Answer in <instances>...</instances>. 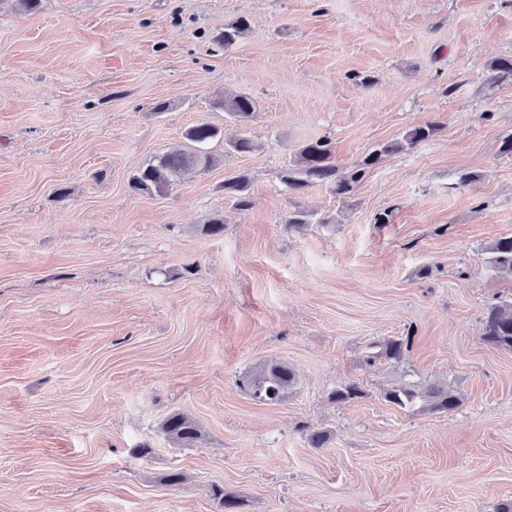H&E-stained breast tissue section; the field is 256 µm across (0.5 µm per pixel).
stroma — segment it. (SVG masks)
I'll return each instance as SVG.
<instances>
[{"label":"stroma","instance_id":"stroma-1","mask_svg":"<svg viewBox=\"0 0 512 512\" xmlns=\"http://www.w3.org/2000/svg\"><path fill=\"white\" fill-rule=\"evenodd\" d=\"M240 16L247 35L213 44ZM509 56L512 0H0V512H220L217 487L242 512L512 502V352L481 339L512 299L487 268L512 235V83L485 65ZM239 93L259 147L228 154L241 128L214 102ZM200 122L213 167L130 189ZM428 122L350 204L278 180L304 142L329 137L345 173ZM239 173L244 211L221 189ZM297 207L325 223L288 229ZM404 337L400 361L364 363ZM272 361L297 383L270 405L240 381ZM352 381L362 397L331 399ZM429 383L460 406L385 399ZM174 411L200 442L165 438Z\"/></svg>","mask_w":512,"mask_h":512}]
</instances>
